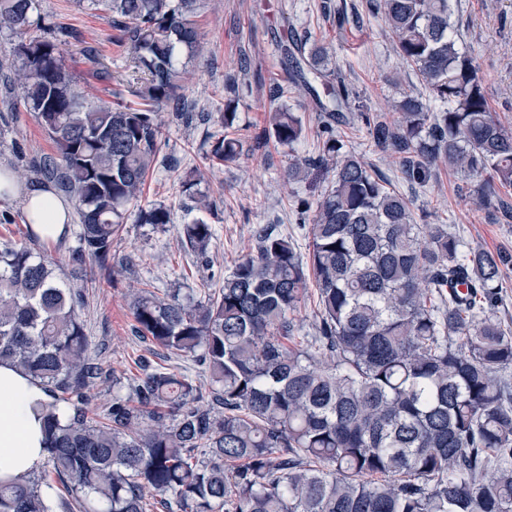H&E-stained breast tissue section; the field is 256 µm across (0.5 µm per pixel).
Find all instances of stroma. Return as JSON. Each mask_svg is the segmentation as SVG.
Listing matches in <instances>:
<instances>
[{"instance_id": "obj_1", "label": "stroma", "mask_w": 512, "mask_h": 512, "mask_svg": "<svg viewBox=\"0 0 512 512\" xmlns=\"http://www.w3.org/2000/svg\"><path fill=\"white\" fill-rule=\"evenodd\" d=\"M452 5V19L473 52L489 103L512 125V0H452ZM36 13L42 25L76 32V39L63 44L60 53L86 99L127 95L126 86H108L89 78L82 61L84 47L91 46L113 75L128 72V55L115 45L112 23L104 12L77 6L75 0H38ZM194 20L203 52L188 65L182 90L194 111H223L224 85L233 78L245 84L237 105L238 124L258 131L269 109V89L278 84L284 88L283 102L302 121L304 137L291 150L271 141L235 163L213 166L203 142L220 133V126L199 121L187 124L164 111L163 163L147 177L141 202L167 207L171 221L153 226L127 217L112 244L115 260L130 263L124 278L112 284L96 277L83 290L80 317L92 348L101 352L105 372L115 373L122 383L133 382L146 358L187 373L202 395H209L204 366L170 355L137 336L128 286L145 285L162 294L176 288L220 287L225 271L253 248V230L260 224L277 225L300 251H307L309 227L299 222L296 201L314 198L319 188L305 183L286 185L281 171L290 157L315 154L324 116L307 94L288 81L280 43L289 35L322 37L332 49L336 77L352 92L344 120L336 125L344 152L361 156L411 199L419 223L445 224L464 242L512 253V221L475 209L468 199L469 183L460 173L441 166L426 187L412 184L391 155L373 147L368 129L356 121L361 111L394 119L396 101L404 94L424 91L416 69L395 54L384 21L368 14L366 0H201ZM12 44V36L1 32L0 165L23 170L36 156L52 152L53 144L34 114L19 105V93L9 92L6 86L7 78L19 67ZM194 172L201 175V188L213 204L204 214L214 230L205 265L182 246L179 236L182 224L194 217L192 202L183 190L184 180ZM4 211L10 213L11 221L0 223V241L26 245L41 257L66 266L70 250L77 245L78 213H71L63 241L47 243L30 236L21 201H0V213Z\"/></svg>"}]
</instances>
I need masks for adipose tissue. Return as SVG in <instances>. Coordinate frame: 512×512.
Returning a JSON list of instances; mask_svg holds the SVG:
<instances>
[{"mask_svg": "<svg viewBox=\"0 0 512 512\" xmlns=\"http://www.w3.org/2000/svg\"><path fill=\"white\" fill-rule=\"evenodd\" d=\"M18 196L40 239L59 240L69 220V205L41 187L28 188L21 196L0 181V199ZM48 401L38 382L0 363V481L30 473L44 462L42 406Z\"/></svg>", "mask_w": 512, "mask_h": 512, "instance_id": "adipose-tissue-1", "label": "adipose tissue"}]
</instances>
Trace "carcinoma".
Instances as JSON below:
<instances>
[{"label":"carcinoma","mask_w":512,"mask_h":512,"mask_svg":"<svg viewBox=\"0 0 512 512\" xmlns=\"http://www.w3.org/2000/svg\"><path fill=\"white\" fill-rule=\"evenodd\" d=\"M199 0H89L110 15L131 73L114 76L87 49L93 77L132 88L135 106L87 101L60 55L71 37L34 36L37 0H0V31L18 39L14 83L53 143L31 161L38 179L76 199L81 233L67 281L31 250L0 243V362L37 381L50 406L72 402L66 421L44 424L46 463L70 485L81 512H512V328L485 307L512 255L464 244L446 224L417 223L413 202L359 156L341 152L331 121L350 90L333 85L325 44L284 45L295 86L319 103L317 154L288 163L287 183L328 177L312 214L308 258L274 224L254 230L252 252L215 293L131 289L137 333L200 362L211 399L189 376L144 366L123 393L112 379L105 421L83 408L103 376L79 317L87 263L108 282L112 242L128 207L137 223H170L140 205L158 163L161 111L180 98L185 61L202 53ZM394 50L415 66L426 95L406 94L391 123L366 112L374 146L426 186L440 164L471 181L470 203L508 214L497 186H512V128L489 106L473 53L461 45L451 0H368ZM206 159L232 163L266 139L289 149L301 120L271 95L267 126L241 134L229 87ZM212 225H182L183 245L209 262ZM454 283L466 289L448 290ZM316 288L315 335L290 347L295 314ZM40 481L0 482V512H54Z\"/></svg>","instance_id":"1"}]
</instances>
